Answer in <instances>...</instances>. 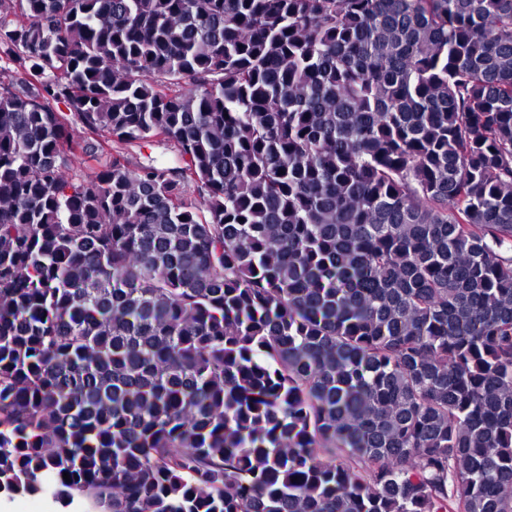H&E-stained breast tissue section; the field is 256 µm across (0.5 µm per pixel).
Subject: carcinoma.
Returning <instances> with one entry per match:
<instances>
[{"label":"carcinoma","instance_id":"cac0c4a2","mask_svg":"<svg viewBox=\"0 0 512 512\" xmlns=\"http://www.w3.org/2000/svg\"><path fill=\"white\" fill-rule=\"evenodd\" d=\"M12 2L0 495L512 512V0ZM130 160L133 164H156L168 165L173 161L172 152L160 142L146 144L140 150L138 148L131 152Z\"/></svg>","mask_w":512,"mask_h":512}]
</instances>
